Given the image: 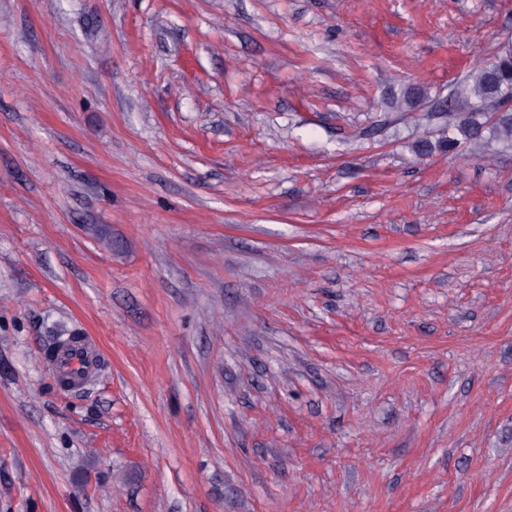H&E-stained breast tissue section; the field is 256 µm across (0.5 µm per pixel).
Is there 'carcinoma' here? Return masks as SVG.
<instances>
[{"label": "carcinoma", "instance_id": "1", "mask_svg": "<svg viewBox=\"0 0 512 512\" xmlns=\"http://www.w3.org/2000/svg\"><path fill=\"white\" fill-rule=\"evenodd\" d=\"M512 64V46L505 45L493 57L490 65L476 68L469 79L460 83L453 92V102L459 109L502 96L500 86L512 89V80L503 75V68ZM426 94L417 87L407 88L390 97L392 108L397 112H411ZM465 144L477 150L490 145L512 148V112L497 120H491L484 112L473 110L462 123L447 125L438 131L436 140L429 138L414 146L420 155H427L435 149L452 151Z\"/></svg>", "mask_w": 512, "mask_h": 512}]
</instances>
